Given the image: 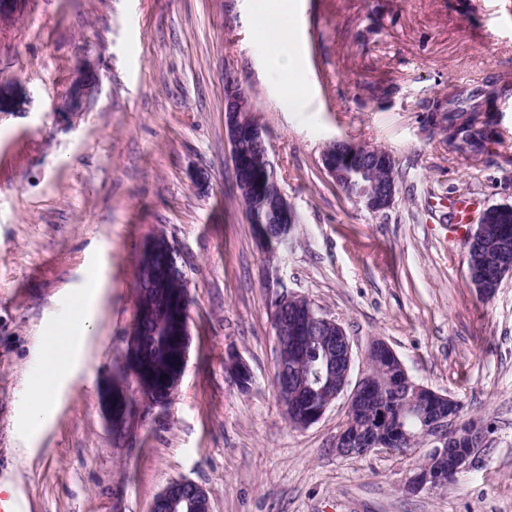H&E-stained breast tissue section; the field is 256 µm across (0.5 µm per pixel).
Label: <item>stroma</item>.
<instances>
[{
  "instance_id": "obj_1",
  "label": "stroma",
  "mask_w": 512,
  "mask_h": 512,
  "mask_svg": "<svg viewBox=\"0 0 512 512\" xmlns=\"http://www.w3.org/2000/svg\"><path fill=\"white\" fill-rule=\"evenodd\" d=\"M301 53L305 108L250 36L252 0H22L0 23V71L30 100L0 117V476L17 512H150L169 483L204 488L211 512H512V274L491 299L440 202L512 204V0H297L281 18ZM100 91L75 125L53 104L82 56ZM250 96L299 217L268 258L238 201L224 90ZM496 90L487 153L457 152L425 124L457 91ZM387 150L398 193L381 212L324 173L327 144ZM164 235L181 255L191 348L171 402L136 399L115 431L99 399L136 319L137 257ZM105 290L77 380L51 428L19 413L45 329L92 276ZM312 300L355 355L386 341L417 383L460 400L489 452L445 492L407 493L425 451L340 457L346 398L297 429L274 386L272 303ZM253 373L241 392L228 353Z\"/></svg>"
}]
</instances>
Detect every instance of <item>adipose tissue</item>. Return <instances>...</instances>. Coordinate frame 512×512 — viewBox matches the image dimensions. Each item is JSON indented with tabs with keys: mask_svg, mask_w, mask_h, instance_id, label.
<instances>
[{
	"mask_svg": "<svg viewBox=\"0 0 512 512\" xmlns=\"http://www.w3.org/2000/svg\"><path fill=\"white\" fill-rule=\"evenodd\" d=\"M288 0H255L253 9V36L271 51V64L281 75H289L282 89L293 101H300L302 77L296 51L288 42V32L280 22ZM100 284L91 281L79 297L74 315L59 322L45 336L42 345L43 371L28 392V402L21 425L30 437H38L54 420L59 391L77 374L83 341L91 331L94 305Z\"/></svg>",
	"mask_w": 512,
	"mask_h": 512,
	"instance_id": "ef3b65f1",
	"label": "adipose tissue"
}]
</instances>
